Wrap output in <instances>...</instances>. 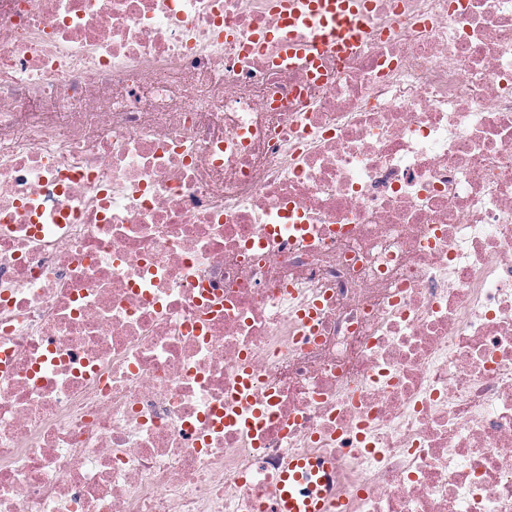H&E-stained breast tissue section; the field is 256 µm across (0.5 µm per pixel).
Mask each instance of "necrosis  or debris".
Wrapping results in <instances>:
<instances>
[{"label": "necrosis or debris", "instance_id": "4bbe7bcc", "mask_svg": "<svg viewBox=\"0 0 512 512\" xmlns=\"http://www.w3.org/2000/svg\"><path fill=\"white\" fill-rule=\"evenodd\" d=\"M362 5L0 0V512H512V0ZM277 11L283 29L262 34L279 46L269 66L287 69L294 60L316 54L353 55L367 36L364 13L358 0H279ZM334 467L325 459H287L273 495V512H335L329 483Z\"/></svg>", "mask_w": 512, "mask_h": 512}]
</instances>
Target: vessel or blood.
Here are the masks:
<instances>
[{"mask_svg":"<svg viewBox=\"0 0 512 512\" xmlns=\"http://www.w3.org/2000/svg\"><path fill=\"white\" fill-rule=\"evenodd\" d=\"M285 26L265 32L276 42L274 67L322 54L353 55L367 36L359 0H278ZM334 467L324 459L286 460L273 495V512H335L329 483Z\"/></svg>","mask_w":512,"mask_h":512,"instance_id":"b4317fda","label":"vessel or blood"}]
</instances>
